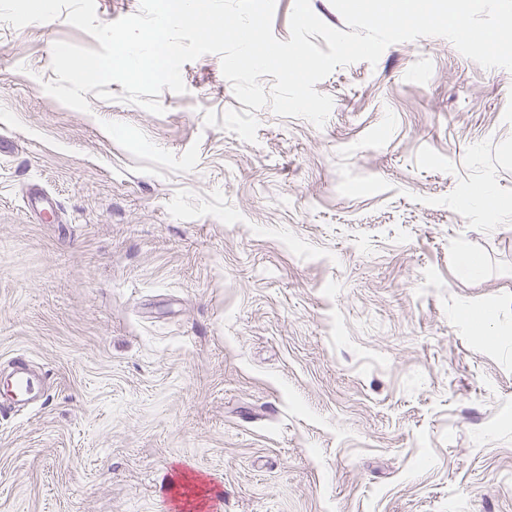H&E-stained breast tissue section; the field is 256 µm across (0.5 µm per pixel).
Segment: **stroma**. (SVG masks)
<instances>
[{
  "label": "stroma",
  "instance_id": "1",
  "mask_svg": "<svg viewBox=\"0 0 512 512\" xmlns=\"http://www.w3.org/2000/svg\"><path fill=\"white\" fill-rule=\"evenodd\" d=\"M58 41L98 46L0 23V360L46 373L0 512H178L183 473L204 512H512V71L393 44L318 127L207 54L163 114L82 112Z\"/></svg>",
  "mask_w": 512,
  "mask_h": 512
}]
</instances>
